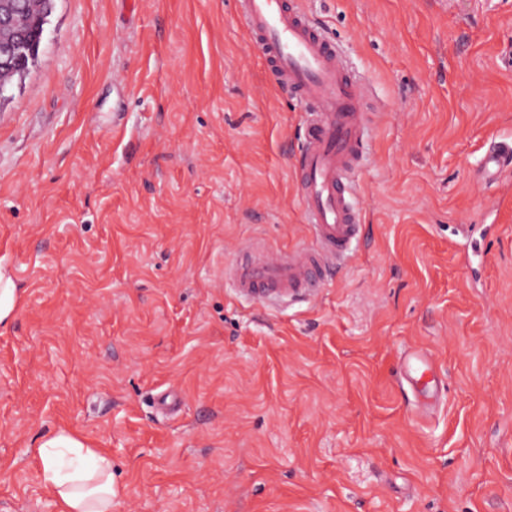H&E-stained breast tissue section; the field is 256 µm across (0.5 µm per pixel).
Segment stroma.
Wrapping results in <instances>:
<instances>
[{
  "label": "stroma",
  "mask_w": 512,
  "mask_h": 512,
  "mask_svg": "<svg viewBox=\"0 0 512 512\" xmlns=\"http://www.w3.org/2000/svg\"><path fill=\"white\" fill-rule=\"evenodd\" d=\"M364 85L354 258L317 299L235 295L310 246L300 102L237 0H55L0 95V512H58L34 450L112 458V512H512V0H296ZM444 385L430 413L408 352ZM512 165V146L502 143L499 148L489 153L484 160L483 174L488 182L493 181L498 173ZM20 295V288L12 271L0 265V326H7L13 319ZM434 364L431 356L426 352H415L413 362L406 364L403 378L412 390L423 400L431 403L439 399V393L432 391ZM424 404L427 405V403Z\"/></svg>",
  "instance_id": "obj_1"
}]
</instances>
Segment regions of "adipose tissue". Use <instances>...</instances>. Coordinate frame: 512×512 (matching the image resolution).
Returning <instances> with one entry per match:
<instances>
[{
	"label": "adipose tissue",
	"mask_w": 512,
	"mask_h": 512,
	"mask_svg": "<svg viewBox=\"0 0 512 512\" xmlns=\"http://www.w3.org/2000/svg\"><path fill=\"white\" fill-rule=\"evenodd\" d=\"M41 479L57 501L58 512H112V460L83 438L59 431L35 450Z\"/></svg>",
	"instance_id": "obj_1"
}]
</instances>
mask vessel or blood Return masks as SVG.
I'll list each match as a JSON object with an SVG mask.
<instances>
[{
  "mask_svg": "<svg viewBox=\"0 0 512 512\" xmlns=\"http://www.w3.org/2000/svg\"><path fill=\"white\" fill-rule=\"evenodd\" d=\"M253 45L278 84L305 106L304 142L294 167L304 220L313 246L269 251L237 259L230 268L240 296L263 302L276 297L313 298L341 261L356 253L361 236L351 202V178L366 143L368 116L359 82L348 71L327 32L295 0H238ZM512 166V145L501 144L483 165L486 180ZM434 364L415 353L404 379L424 401L439 397L432 388Z\"/></svg>",
  "mask_w": 512,
  "mask_h": 512,
  "instance_id": "vessel-or-blood-1",
  "label": "vessel or blood"
}]
</instances>
